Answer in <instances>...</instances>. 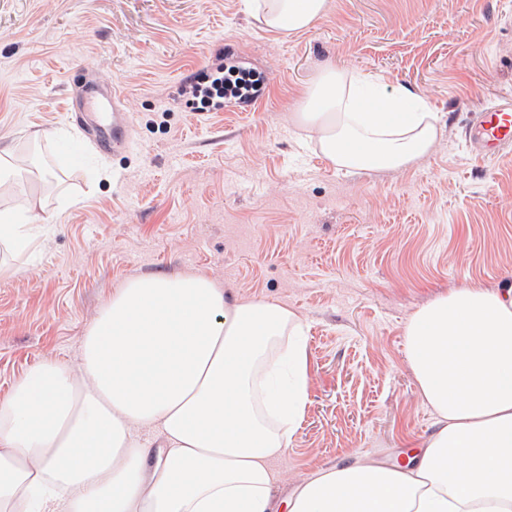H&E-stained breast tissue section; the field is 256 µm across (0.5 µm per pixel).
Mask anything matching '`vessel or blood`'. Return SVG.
Wrapping results in <instances>:
<instances>
[{"mask_svg": "<svg viewBox=\"0 0 512 512\" xmlns=\"http://www.w3.org/2000/svg\"><path fill=\"white\" fill-rule=\"evenodd\" d=\"M121 96L119 86L96 84L79 101L75 122L100 151H108L111 143L124 141L127 137L126 118L119 108ZM472 139L476 149L493 156L511 150L512 106L478 113Z\"/></svg>", "mask_w": 512, "mask_h": 512, "instance_id": "1", "label": "vessel or blood"}]
</instances>
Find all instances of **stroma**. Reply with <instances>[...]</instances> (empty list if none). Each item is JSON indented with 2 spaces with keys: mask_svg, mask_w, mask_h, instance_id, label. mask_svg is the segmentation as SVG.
<instances>
[{
  "mask_svg": "<svg viewBox=\"0 0 512 512\" xmlns=\"http://www.w3.org/2000/svg\"><path fill=\"white\" fill-rule=\"evenodd\" d=\"M269 76L251 111L198 112L184 80L222 55ZM408 87L442 115L395 172L334 167L292 119L322 66ZM121 84L129 139L100 153L71 118L88 82ZM512 102V0H328L306 32L242 0H0V142L34 156L0 206L40 195L55 234L0 276V397L44 359L75 363L129 278L207 274L307 324L309 395L283 500L320 468L405 458L433 431L404 326L460 286L512 284V151L476 157L473 112Z\"/></svg>",
  "mask_w": 512,
  "mask_h": 512,
  "instance_id": "stroma-1",
  "label": "stroma"
}]
</instances>
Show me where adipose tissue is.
<instances>
[{"instance_id":"1","label":"adipose tissue","mask_w":512,"mask_h":512,"mask_svg":"<svg viewBox=\"0 0 512 512\" xmlns=\"http://www.w3.org/2000/svg\"><path fill=\"white\" fill-rule=\"evenodd\" d=\"M244 6L287 37L328 0ZM294 119L347 170L407 168L439 135L410 90L333 66ZM40 208L0 209V250L32 254L55 233ZM404 343L435 431L406 462L324 468L281 502L269 463L308 398L302 319L202 273L134 277L85 327L77 365L42 360L0 399V512H512V287L439 294Z\"/></svg>"}]
</instances>
